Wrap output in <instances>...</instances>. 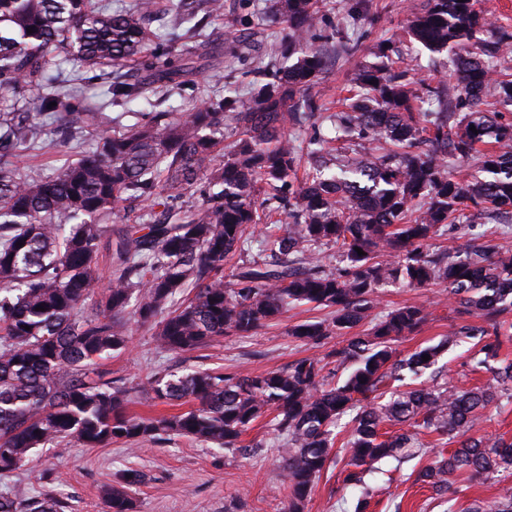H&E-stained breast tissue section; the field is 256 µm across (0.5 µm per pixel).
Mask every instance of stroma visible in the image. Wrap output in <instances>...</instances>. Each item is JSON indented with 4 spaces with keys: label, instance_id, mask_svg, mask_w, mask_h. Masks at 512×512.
Returning <instances> with one entry per match:
<instances>
[{
    "label": "stroma",
    "instance_id": "1",
    "mask_svg": "<svg viewBox=\"0 0 512 512\" xmlns=\"http://www.w3.org/2000/svg\"><path fill=\"white\" fill-rule=\"evenodd\" d=\"M423 0H324L326 19L311 45L322 50L327 67L313 92L322 116L342 111L348 94L349 77L362 66L376 62L380 46L393 31L407 22L414 7ZM275 0H224V13L215 18L210 40L198 45L195 54L181 58L188 75L178 88L151 100L110 103L98 84L75 85L60 77L59 89L79 92L95 101L99 116L72 138L46 125L33 148L21 152L20 166L52 171L73 162L91 149L99 135L124 133L141 122L146 112H184L202 98L245 97L257 73L269 61L276 44L286 36L274 20ZM406 57H419L412 76L419 88L447 80L453 53L433 54L411 43H403ZM221 80H214V73ZM404 304L430 306L433 319L419 332L399 342L397 349L409 353L417 347L437 343L451 331L454 321L444 286L380 290L374 315L382 316ZM322 310L302 304L290 307L277 324L261 328L251 336H224L187 353L160 350L150 328L129 323V347L98 361L96 380L123 378L142 381L155 372L177 371L198 366L224 373L248 371L260 374L302 358H326L346 345L347 336H335L322 344H305L289 336L291 326L322 317ZM426 456L403 466L392 476L371 479L370 512H443L431 500L432 492L417 482L420 469L452 444H438L435 436L424 438ZM280 443L267 419H259L241 437L240 448L217 450L206 444L175 438L138 452L112 443L100 448L71 447L36 450L30 463L11 478L30 493L52 491L64 502L63 512H102V488L117 481L126 470L144 472L147 479L132 491L134 512H284L289 491L281 479ZM344 466L333 463L317 481L304 512H350L349 491L343 484ZM455 486L458 502H492L512 493V475L495 478L459 477Z\"/></svg>",
    "mask_w": 512,
    "mask_h": 512
}]
</instances>
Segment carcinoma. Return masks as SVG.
Wrapping results in <instances>:
<instances>
[{"instance_id":"cac0c4a2","label":"carcinoma","mask_w":512,"mask_h":512,"mask_svg":"<svg viewBox=\"0 0 512 512\" xmlns=\"http://www.w3.org/2000/svg\"><path fill=\"white\" fill-rule=\"evenodd\" d=\"M320 9L321 0H277L278 20L288 29L278 47L286 64L269 68L250 97L204 99L183 115L155 112L44 174L18 166V151L43 132L33 115L66 130L93 117L75 95L56 91V72L76 67L81 82L106 85L114 102L145 98L152 82L131 80L127 68L176 83L182 73L172 58L181 36L151 28L155 0L119 8L97 0H0V89L11 94L0 108V477L25 467L36 449L63 443L143 447L180 437L234 448L267 413L290 491L284 512H303L343 421L350 431L341 446L344 484L361 489L353 512L370 506L366 474L410 459L425 447V435L458 443L417 476L445 512H457L455 478L512 474V440L481 433L486 410L512 393V359L501 355L512 341V253L431 250L434 240L453 239L473 211L512 217V118L483 109L491 90L512 105V81L498 79L493 63L512 36L477 0H425L393 34L382 61L355 74L349 111L332 119L336 141L393 149L333 155L317 132L308 148L314 172L300 180L301 151L284 129L320 111L312 90L327 61L307 45L322 23ZM171 13L173 26L202 35L195 0H173ZM479 31L489 39L454 59L448 84L418 96L398 44L441 53ZM226 128L236 133L228 146ZM455 157L476 158L480 176L453 174L447 160ZM191 192L201 205L180 206ZM123 199L149 202L154 219L113 230L112 287L102 290L105 221ZM274 214L284 223H268ZM258 225L269 259L225 272L230 255L247 251V228ZM322 246L337 249L342 267L326 268ZM393 284L445 285L454 303L452 331L399 356L395 343L419 332L432 312L405 304L371 316L379 288ZM296 303L330 310L326 319L289 328L304 343L365 325L336 349V361L349 366L345 377L304 358L261 374L187 369L157 372L143 384L89 380L97 360L127 347L130 318L154 330L159 348L184 353L221 336H251ZM467 339L478 347L470 371L487 375L485 384L461 389L436 375L414 383ZM142 390L193 406L161 417L129 412ZM385 425L404 430L389 435L381 432ZM143 482L141 472L126 471L105 489L103 512H134L131 491ZM62 510L49 491H0V512ZM466 512H512V494Z\"/></svg>"}]
</instances>
